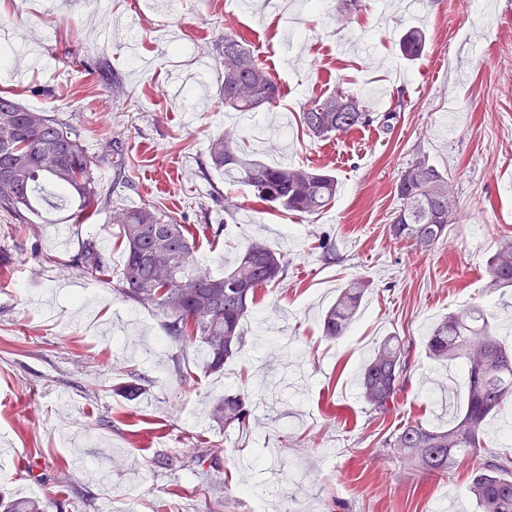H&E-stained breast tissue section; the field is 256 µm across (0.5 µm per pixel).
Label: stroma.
<instances>
[{"mask_svg": "<svg viewBox=\"0 0 512 512\" xmlns=\"http://www.w3.org/2000/svg\"><path fill=\"white\" fill-rule=\"evenodd\" d=\"M0 0V90L67 121L95 159L105 206L80 224L53 211L18 221L0 211V493L37 498L46 512H448L455 498L477 512L472 462L447 478L394 459L384 443L409 420L447 424L459 407V366L433 361L426 336L438 320L480 302L512 346V288H486L487 263L512 237V0H362L339 17V0L295 4L301 31L282 61L284 16L250 0ZM418 26L427 45L405 59L399 40ZM244 35L280 88L258 126L219 100L225 33ZM103 62L120 79L94 70ZM380 94L374 124L317 139L299 123L310 98L342 86ZM236 128L249 157L269 165L331 170L339 181L324 211L293 215L255 202L208 157L211 139ZM122 170L102 163L104 145ZM448 173L458 221L431 251L391 239L395 182L416 155ZM155 205L199 226L196 257L223 273L249 243L284 252L288 277L258 291L245 344L222 372L180 377L194 349L171 343L160 316L114 288L125 243L115 209ZM329 238L336 257L317 244ZM94 242L109 271L72 267ZM370 289L347 337L320 335L338 288ZM412 345L411 373L390 411L359 399L357 373L383 337ZM139 379L144 395L123 387ZM255 402L246 429L211 426L224 394Z\"/></svg>", "mask_w": 512, "mask_h": 512, "instance_id": "stroma-1", "label": "stroma"}]
</instances>
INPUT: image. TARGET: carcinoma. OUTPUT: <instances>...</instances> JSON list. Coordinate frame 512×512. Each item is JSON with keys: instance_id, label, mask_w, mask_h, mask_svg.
I'll list each match as a JSON object with an SVG mask.
<instances>
[{"instance_id": "obj_1", "label": "carcinoma", "mask_w": 512, "mask_h": 512, "mask_svg": "<svg viewBox=\"0 0 512 512\" xmlns=\"http://www.w3.org/2000/svg\"><path fill=\"white\" fill-rule=\"evenodd\" d=\"M427 36L411 28L401 38L402 53L419 55ZM218 49L223 57L219 94L226 112H255L276 105L277 82L257 59L246 40L224 33ZM396 111L378 115L363 98L341 86L314 97L303 106V129L316 138L345 133L380 123L391 127ZM210 164L224 177L249 188L259 202L299 214L328 207L337 192L331 171L295 165L269 166L247 158L232 129L212 140ZM54 188L72 206L70 217L79 223L99 205L92 160L70 126L46 112L23 107L10 95H0V209L39 213L48 203L46 187ZM399 201L390 224L392 238L421 251L432 250L448 236L455 223L454 192L448 175L424 156L406 164L395 183ZM112 223L121 225L126 243L118 291L137 306L164 318L168 338L194 344L204 351L206 373L223 369L245 343L242 322L254 303L256 291L279 283L288 274V258L262 242L250 243L233 265L214 274L196 259L195 229L152 206L124 209ZM80 264L99 274L106 265L95 243L80 252ZM488 288L512 287V240L502 244L488 262ZM368 290L356 277L339 292L322 318V336L330 341L346 335ZM492 315L471 305L436 322L427 336L431 359L456 362L466 379L463 406L446 427H431L420 420L406 422L385 447L426 476L443 477L465 458H474L484 447L485 425L502 406L512 402V349L506 348L490 329ZM411 346L399 336L380 340L361 369L360 395L374 412L390 410L397 391L410 378ZM251 416L249 397L224 395L209 420L229 430L244 428ZM471 493L480 512H512V453L488 451L472 474ZM0 512H44L34 498L3 500Z\"/></svg>"}]
</instances>
